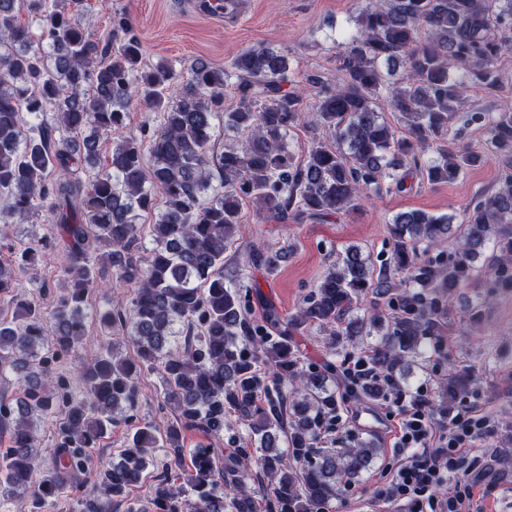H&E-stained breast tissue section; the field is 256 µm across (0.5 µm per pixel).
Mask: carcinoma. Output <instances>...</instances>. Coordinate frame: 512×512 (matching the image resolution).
Masks as SVG:
<instances>
[{
	"label": "carcinoma",
	"instance_id": "cac0c4a2",
	"mask_svg": "<svg viewBox=\"0 0 512 512\" xmlns=\"http://www.w3.org/2000/svg\"><path fill=\"white\" fill-rule=\"evenodd\" d=\"M81 0H0V221H23L46 211L52 235L64 243L65 292L51 309L25 297L17 272L34 265L37 250L16 247L0 231V249L14 250L16 267L0 264V294L19 297L13 320H0V376L18 390L0 398V502L28 495L26 512H47L64 490L78 489L94 469L97 482L79 500L80 512H256L241 460L213 443L245 429L261 450L259 472L270 488L269 512H325L346 486L360 481L379 454L374 441L335 448L318 445L321 430L336 427V363L299 368L288 328L316 326L354 342L370 325L381 342L369 368L406 381L403 371L422 357L423 340L442 334V302L475 276L486 288H512V106L494 115L475 111L468 122L487 126V152L448 139L464 104L463 82L490 93L500 89L499 60L512 53V0H383L362 10L346 35L336 82L307 78L315 102L288 90L291 59L269 47L241 53L229 69L195 64L183 73L160 64L142 67L141 43L129 19L112 16V37L90 32L79 19ZM25 9L39 34L20 23ZM396 81L388 83L383 67ZM239 105L224 109V88ZM176 88L170 94V88ZM159 122L123 134L133 101ZM386 103L406 133L398 136L380 111ZM51 112L55 124L35 130L24 115ZM224 114V150L214 147V119ZM322 129L305 159L288 150V131ZM121 135L104 167L96 168L100 140ZM503 159L495 193L477 200L459 224L420 210L397 214L389 225L388 266L374 273L356 248L323 276L286 321L250 317L243 278L224 279V251L241 231L240 201L280 222L294 209L324 217L352 208L369 193L406 188L415 173L451 182L487 154ZM163 198L157 209L156 195ZM149 214L152 248L138 220ZM456 240L448 259L421 251ZM493 249L491 257L486 248ZM279 251H253L247 261L278 268ZM115 278L103 277V264ZM137 284L125 309L98 310L105 329L120 330L137 360L107 345L81 363L72 389L52 364L67 358L87 335L85 302L95 291ZM386 299L392 313L369 321L348 318L367 295ZM269 364L285 392L261 375ZM155 372L162 405L176 422H149L135 430L118 461L95 462V448L112 424L133 409L138 377ZM474 377L448 373L442 403L453 409ZM59 415L58 460L42 470L38 421ZM210 440L185 452L183 432ZM288 448H280V438ZM165 449L148 505L126 502Z\"/></svg>",
	"mask_w": 512,
	"mask_h": 512
}]
</instances>
